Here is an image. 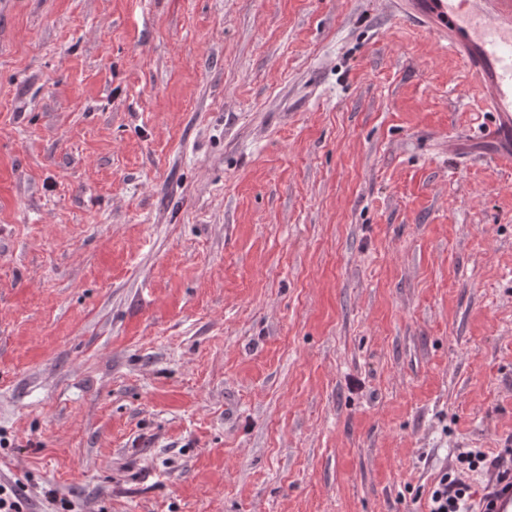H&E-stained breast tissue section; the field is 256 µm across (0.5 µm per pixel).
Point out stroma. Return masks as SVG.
<instances>
[{"label":"stroma","instance_id":"stroma-1","mask_svg":"<svg viewBox=\"0 0 512 512\" xmlns=\"http://www.w3.org/2000/svg\"><path fill=\"white\" fill-rule=\"evenodd\" d=\"M478 99L391 0H0L25 512H425L458 450L512 448Z\"/></svg>","mask_w":512,"mask_h":512}]
</instances>
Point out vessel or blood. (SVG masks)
Segmentation results:
<instances>
[{"label": "vessel or blood", "mask_w": 512, "mask_h": 512, "mask_svg": "<svg viewBox=\"0 0 512 512\" xmlns=\"http://www.w3.org/2000/svg\"><path fill=\"white\" fill-rule=\"evenodd\" d=\"M408 13L435 32L448 35L494 120L480 137L491 156L512 166V0H405ZM477 512H512V461L492 468Z\"/></svg>", "instance_id": "1"}]
</instances>
